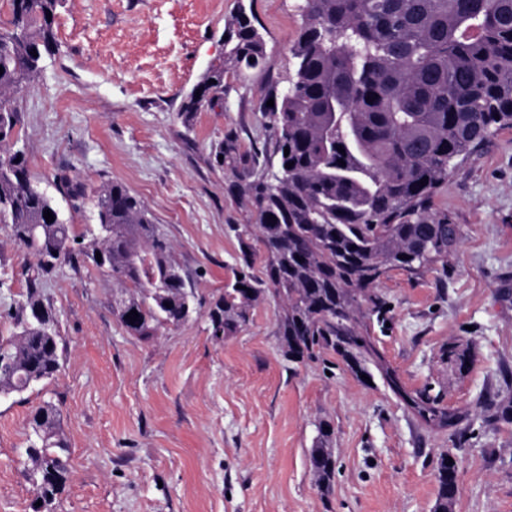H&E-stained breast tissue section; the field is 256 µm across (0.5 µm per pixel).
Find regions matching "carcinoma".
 Returning a JSON list of instances; mask_svg holds the SVG:
<instances>
[{
  "label": "carcinoma",
  "instance_id": "1",
  "mask_svg": "<svg viewBox=\"0 0 512 512\" xmlns=\"http://www.w3.org/2000/svg\"><path fill=\"white\" fill-rule=\"evenodd\" d=\"M60 0H3L0 19V144L17 124L16 89L33 81L50 51ZM303 24L291 48V86L271 93L272 153H242L233 138L216 160L240 170L232 185L252 208L254 223L230 224L240 244L241 278L224 289L208 313L212 335L225 336L249 320V310L281 302L277 336L290 362L337 357L357 378L373 366L389 389L424 421L454 424L437 396L407 391L375 348L367 319L385 322L386 302L373 285L401 269L420 277L445 264L459 227L437 211L434 196L448 169L512 127V0H301ZM227 58L211 65L183 100L189 121L204 103L224 96V66L255 69L264 40L245 11L227 33ZM289 155H284V148ZM345 153H340L339 149ZM0 224L37 259L19 305L20 331L0 336V396L21 395L62 367L56 327L30 316L42 301L41 281L70 255V228L52 200L31 184L25 154H0ZM291 167H286V164ZM428 179L422 185L420 180ZM70 196L92 205L100 237L89 258L121 285L114 313L126 332L150 339L197 312L190 276L180 268L166 234L142 202L119 182L87 190L61 177ZM52 213L54 221L43 215ZM101 260H96V254ZM262 275L250 272L256 260ZM138 312L135 322L126 319ZM27 439L28 478L54 499L69 474L58 410L36 408ZM318 426L309 453L317 485L336 474L332 430ZM454 455H440L435 512H451L458 494Z\"/></svg>",
  "mask_w": 512,
  "mask_h": 512
}]
</instances>
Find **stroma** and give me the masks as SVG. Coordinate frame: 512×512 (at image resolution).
I'll list each match as a JSON object with an SVG mask.
<instances>
[{
	"mask_svg": "<svg viewBox=\"0 0 512 512\" xmlns=\"http://www.w3.org/2000/svg\"><path fill=\"white\" fill-rule=\"evenodd\" d=\"M250 7L265 40L256 69H226L224 96L190 123L178 110L224 58L227 28ZM299 0H61L54 47L16 102L7 147L71 227L73 255L39 292L64 341L57 378L0 399V512H31L24 448L32 410L60 412L71 477L52 512H434L441 452L459 460L453 512H512V128L450 170L434 197L460 228L444 267L395 269L376 285L390 307L370 334L407 391L430 388L455 427L425 423L381 376L356 378L337 358L294 364L277 336L279 303L256 304L236 333L211 336L208 306L231 283L251 221L214 151L268 146L271 90L294 77ZM117 181L140 199L195 281L197 312L144 340L112 306L119 289L83 252L90 207L70 205L56 177ZM32 255L0 224V336L26 295ZM466 351L467 365L456 352ZM332 428L336 475L321 492L309 464L319 421Z\"/></svg>",
	"mask_w": 512,
	"mask_h": 512,
	"instance_id": "stroma-1",
	"label": "stroma"
}]
</instances>
